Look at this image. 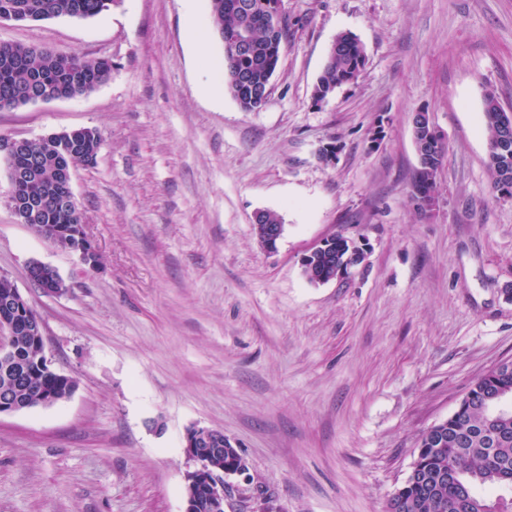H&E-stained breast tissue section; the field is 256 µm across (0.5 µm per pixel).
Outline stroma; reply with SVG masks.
Listing matches in <instances>:
<instances>
[{"instance_id":"stroma-1","label":"stroma","mask_w":512,"mask_h":512,"mask_svg":"<svg viewBox=\"0 0 512 512\" xmlns=\"http://www.w3.org/2000/svg\"><path fill=\"white\" fill-rule=\"evenodd\" d=\"M281 4L288 40L256 112L205 92L224 84L209 0L0 21L2 42L112 60L89 94L0 112V138H103L94 166L71 170L93 268L18 223L0 152V276L77 382L0 417V512H183L194 426L247 462L224 512H385L421 435L512 360V198L492 190L482 114L489 88L512 107V0ZM343 31L364 67L315 100ZM422 108L448 145L429 213L411 198ZM261 210L284 224L277 253L257 240ZM338 234L363 261L309 283L303 255ZM34 260L65 294L30 281Z\"/></svg>"}]
</instances>
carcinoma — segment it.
Here are the masks:
<instances>
[{
	"label": "carcinoma",
	"mask_w": 512,
	"mask_h": 512,
	"mask_svg": "<svg viewBox=\"0 0 512 512\" xmlns=\"http://www.w3.org/2000/svg\"><path fill=\"white\" fill-rule=\"evenodd\" d=\"M249 3L243 12L238 3ZM268 0H210L211 22L220 41L226 34L246 28L252 49L246 54L224 48V85L246 112L261 108L239 81L245 75L255 83H266L274 75L282 42L288 39V21L270 22ZM119 0H0V20L38 22L57 18L87 19L101 15ZM364 48L350 32L339 33L328 53L315 89L324 100L337 87L356 79ZM112 61L76 55H58L49 50L21 44L0 43V110L53 100L70 99L94 91L109 79ZM502 106L496 92L485 90L483 118L489 133L486 165L493 190L512 198V137H503ZM81 143L82 149L69 156L59 153L58 139ZM101 145L100 134L90 128L64 130L56 137H41L25 144L8 158V165L26 171L32 161L42 164L44 176L32 177L20 192L37 204V220L31 230L45 239L60 242L64 249L80 252L75 225L83 223L79 206L65 205L68 187L62 174L76 164L92 166ZM447 146L435 156L418 154V168L411 197L417 208L439 195L438 176ZM344 237L336 236V248L320 252L310 260L314 272H329L345 258ZM40 346L35 338L18 331L12 357L0 358V391H13L22 408L39 405L52 393L58 401L67 399L76 381H65L45 373L38 365ZM26 370L25 383L15 385L16 370ZM512 397V360L503 362L476 377L463 396L462 404L447 419L433 425L419 440L410 472L388 500L387 512H512V505L500 497L491 501L475 491V486L512 490V410L500 403Z\"/></svg>",
	"instance_id": "obj_1"
}]
</instances>
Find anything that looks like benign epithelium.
I'll return each instance as SVG.
<instances>
[{"label":"benign epithelium","instance_id":"1","mask_svg":"<svg viewBox=\"0 0 512 512\" xmlns=\"http://www.w3.org/2000/svg\"><path fill=\"white\" fill-rule=\"evenodd\" d=\"M7 205L14 213H19L30 220L35 216L36 206L18 196L10 193ZM284 233L282 224L262 225L261 235L264 249L274 253L278 249L279 241ZM52 266L41 261H32L28 265L27 273L30 280L40 282L44 292L48 295H62L67 292L65 288L53 287L48 270ZM4 309L11 312L14 317H21L28 327L31 335L43 337L39 317L29 312L28 301L18 292L13 291L4 301ZM14 323L7 320L0 323V356H8L13 347ZM224 433L213 428L195 426L185 435V453L193 465V469L185 476L186 507L184 512H196L199 499L207 502L209 512H224V492L227 488L226 479L233 475H242L247 470L245 460L237 458H224Z\"/></svg>","mask_w":512,"mask_h":512}]
</instances>
